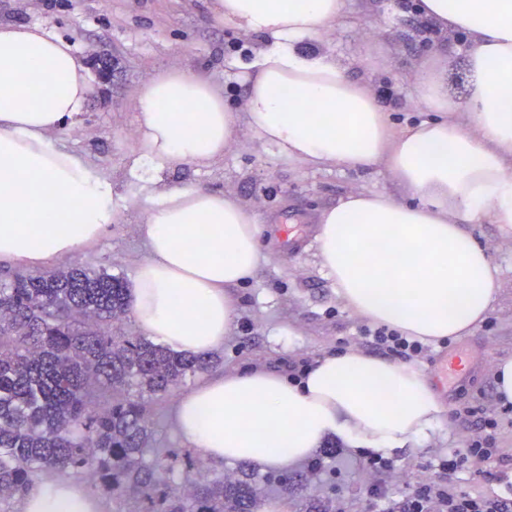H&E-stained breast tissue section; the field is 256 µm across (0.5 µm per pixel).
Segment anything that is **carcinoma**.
Segmentation results:
<instances>
[{
	"instance_id": "1",
	"label": "carcinoma",
	"mask_w": 512,
	"mask_h": 512,
	"mask_svg": "<svg viewBox=\"0 0 512 512\" xmlns=\"http://www.w3.org/2000/svg\"><path fill=\"white\" fill-rule=\"evenodd\" d=\"M130 310L123 281L67 267L0 283V507L53 475L134 497L136 512H259L255 480L153 447L148 402L205 372L187 356L109 326ZM112 393L100 403L97 394Z\"/></svg>"
}]
</instances>
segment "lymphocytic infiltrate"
I'll use <instances>...</instances> for the list:
<instances>
[{
    "label": "lymphocytic infiltrate",
    "instance_id": "obj_1",
    "mask_svg": "<svg viewBox=\"0 0 512 512\" xmlns=\"http://www.w3.org/2000/svg\"><path fill=\"white\" fill-rule=\"evenodd\" d=\"M361 334L374 349L404 362L414 360L424 351L419 340L382 326L362 329ZM464 414L476 422V432L467 445L453 449L448 456L437 462L426 461L422 464L423 469H436L443 476V483L424 484L411 493L396 495L383 481L384 476L393 470V461L375 454L363 457V465L376 477L369 494L379 512H512L511 495H480L457 485L460 476L464 474L475 483L491 481L492 472L474 469L473 464L491 459L498 452V421L495 416L487 414L479 405L466 408Z\"/></svg>",
    "mask_w": 512,
    "mask_h": 512
}]
</instances>
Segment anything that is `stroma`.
I'll use <instances>...</instances> for the list:
<instances>
[{
    "instance_id": "obj_1",
    "label": "stroma",
    "mask_w": 512,
    "mask_h": 512,
    "mask_svg": "<svg viewBox=\"0 0 512 512\" xmlns=\"http://www.w3.org/2000/svg\"><path fill=\"white\" fill-rule=\"evenodd\" d=\"M416 0H351L350 12L323 33L318 47L336 53L349 75L366 81L387 107L395 126L422 119L414 97L412 75L443 37L415 9ZM0 24H40L71 41L85 58L92 91L77 121L52 134L55 146L79 155L96 176L109 179L118 201L114 220L101 239L73 257L52 262V269L80 265L131 279L146 259L138 226L151 205V186L132 172L137 150L128 146L135 133L136 94L160 71L185 70L201 76L224 95L236 112V134L223 158L190 163L168 171V185H190L224 192L262 223L263 257L253 279L235 291L237 315L223 345L213 351L210 374L259 367L287 373L289 366L313 362L336 349L366 352L359 333L364 320L349 311L317 257V219L356 191L399 197L390 176L379 167L322 166L289 159L260 143L247 127L240 104L245 86L241 65L263 44L260 34H242L224 23L214 0H0ZM109 79H101V67ZM472 232L501 273V288L485 321L472 333L430 341L414 368L433 378L448 410L479 404L500 421L497 446L501 460L486 467L499 482L501 495L512 494V411L496 398L495 370L512 355V235L496 224H475ZM463 351L467 370L457 378L438 377L448 355ZM195 381L149 406L153 445L180 454L190 447L178 434L173 411ZM473 427L445 418L422 445L395 454L396 470L387 478L395 490L433 480L421 469L464 447ZM338 456L317 448L325 468L311 474L305 463L289 466L287 491L265 484L261 512H304L307 501L331 503L334 512H373L365 488L374 477L359 455L333 440Z\"/></svg>"
}]
</instances>
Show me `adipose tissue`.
Returning a JSON list of instances; mask_svg holds the SVG:
<instances>
[{"label":"adipose tissue","mask_w":512,"mask_h":512,"mask_svg":"<svg viewBox=\"0 0 512 512\" xmlns=\"http://www.w3.org/2000/svg\"><path fill=\"white\" fill-rule=\"evenodd\" d=\"M347 0H215L225 23L263 34L244 64L252 134L316 166L382 167L402 197L348 194L318 218V255L347 309L406 336H464L486 317L500 271L468 232L489 222L512 234V0H420L442 34L464 35L470 82L448 94L440 56L413 78L428 119L394 128L369 85L310 47ZM88 68L40 25H0V260L40 270L96 242L118 207L48 135L84 111ZM232 110L209 82L164 71L137 95V160L156 197L138 227L148 256L131 279V311L153 340L189 355L219 347L236 317L232 288L261 258L259 218L223 192L168 186L164 171L222 158ZM446 408L413 366L357 351L322 356L298 380L261 368L211 377L175 406L182 439L211 462L282 471L326 439L390 454L419 443ZM22 512H99L47 481Z\"/></svg>","instance_id":"1"}]
</instances>
